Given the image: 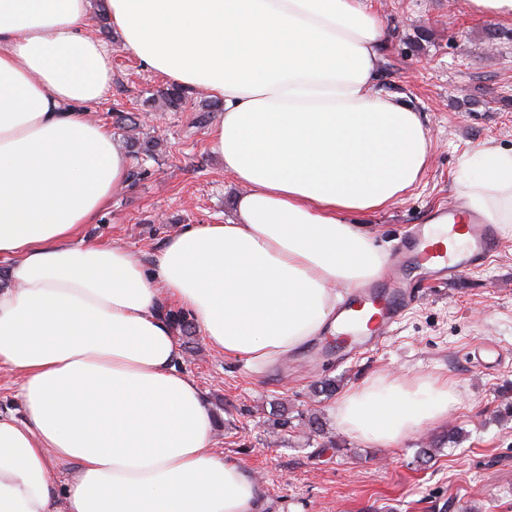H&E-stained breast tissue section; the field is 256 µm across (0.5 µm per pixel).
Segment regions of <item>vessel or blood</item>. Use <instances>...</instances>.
<instances>
[{
    "label": "vessel or blood",
    "mask_w": 512,
    "mask_h": 512,
    "mask_svg": "<svg viewBox=\"0 0 512 512\" xmlns=\"http://www.w3.org/2000/svg\"><path fill=\"white\" fill-rule=\"evenodd\" d=\"M466 231L468 241L464 247L447 248L432 241L430 228L415 227L399 248L402 270L429 278L439 273L459 276L479 269L486 256L498 247V232L495 225L483 223L477 217L467 224ZM408 299L409 291L400 277L355 287L348 290L344 303L336 312V320L347 331H356L354 311L366 306L377 309V325L367 331H358L364 344H375L400 320Z\"/></svg>",
    "instance_id": "vessel-or-blood-1"
}]
</instances>
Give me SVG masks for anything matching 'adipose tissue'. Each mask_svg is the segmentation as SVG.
Instances as JSON below:
<instances>
[{
	"label": "adipose tissue",
	"mask_w": 512,
	"mask_h": 512,
	"mask_svg": "<svg viewBox=\"0 0 512 512\" xmlns=\"http://www.w3.org/2000/svg\"><path fill=\"white\" fill-rule=\"evenodd\" d=\"M115 40L222 109L210 130L239 186L225 224H190L150 264L84 229L127 184L128 154L85 105L112 84L91 0H0V512H261L216 451L203 388L160 313L261 369L336 329L341 288L387 258L359 216L430 164L425 117L377 83L387 31L364 0H104ZM463 206L512 223V149L465 160ZM447 380L381 374L336 421L386 446L442 423Z\"/></svg>",
	"instance_id": "1"
}]
</instances>
